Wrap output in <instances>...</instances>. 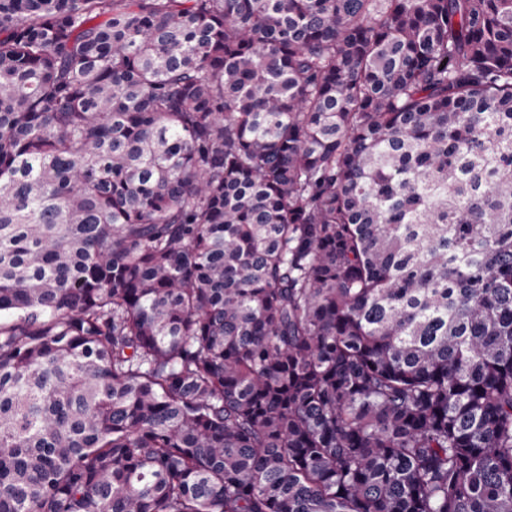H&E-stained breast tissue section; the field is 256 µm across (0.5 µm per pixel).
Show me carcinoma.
Wrapping results in <instances>:
<instances>
[{
    "label": "carcinoma",
    "mask_w": 512,
    "mask_h": 512,
    "mask_svg": "<svg viewBox=\"0 0 512 512\" xmlns=\"http://www.w3.org/2000/svg\"><path fill=\"white\" fill-rule=\"evenodd\" d=\"M0 512H512V0H0Z\"/></svg>",
    "instance_id": "obj_1"
}]
</instances>
